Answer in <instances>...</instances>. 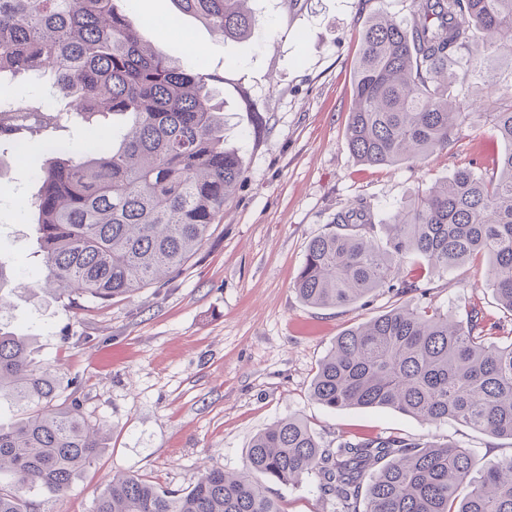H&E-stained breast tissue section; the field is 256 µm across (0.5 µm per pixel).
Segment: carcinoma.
I'll use <instances>...</instances> for the list:
<instances>
[{
    "label": "carcinoma",
    "mask_w": 512,
    "mask_h": 512,
    "mask_svg": "<svg viewBox=\"0 0 512 512\" xmlns=\"http://www.w3.org/2000/svg\"><path fill=\"white\" fill-rule=\"evenodd\" d=\"M250 0H174L212 33L243 44L256 34ZM512 63V0H412L407 23L384 14L366 26L347 126L364 164L395 165L443 151L474 116L453 93L459 72L489 80ZM50 74L51 96L0 110V141L57 128L70 112L121 113L131 128L98 131L77 152L33 163L36 218L46 285L80 306L129 297L178 277L224 217L243 177L224 147V77L188 69L153 46L131 0H0V83ZM505 144L493 168L471 162L400 204L385 243L364 206L336 216L337 230L307 246L295 292L314 307L354 304L398 280L409 256L446 272L482 256L487 285L512 313V97L489 104ZM472 308L461 320L408 300L344 330L321 360L311 396L336 411L391 408L425 424L451 420L512 439V342ZM35 337L0 323V401L20 417L0 426V512H31L32 492L58 496L102 451L103 428L77 399L58 403L59 381L34 364ZM317 480L340 512H512V454L477 465L465 448L424 438L344 439L324 448L290 416L256 435L239 474L207 468L173 495L135 475L112 477L93 512H281L266 483Z\"/></svg>",
    "instance_id": "obj_1"
}]
</instances>
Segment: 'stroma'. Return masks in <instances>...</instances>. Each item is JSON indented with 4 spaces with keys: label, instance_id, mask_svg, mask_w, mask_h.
Listing matches in <instances>:
<instances>
[{
    "label": "stroma",
    "instance_id": "stroma-1",
    "mask_svg": "<svg viewBox=\"0 0 512 512\" xmlns=\"http://www.w3.org/2000/svg\"><path fill=\"white\" fill-rule=\"evenodd\" d=\"M136 16H177L159 46L185 66L223 75L224 146L237 150L243 179L224 217L184 271L106 306L69 307L35 286L44 270L32 215L33 173L0 145V257L27 270L31 287L5 291L0 320L35 336V360L77 397L106 431L99 458L57 497L35 495V512H93L114 474L141 476L182 493L204 468L245 471L255 435L296 416L321 445L395 434L450 441L478 461L512 454V440L455 422L428 426L390 409L329 410L310 396L317 367L336 337L400 304L377 292L344 307L316 308L293 290L308 243L335 229L337 213L362 202L387 223L401 202L477 161L504 151L476 114L443 151L418 163L367 166L350 152L346 129L353 73L368 19L410 16L411 0H253L259 35L250 45L220 39L173 0H133ZM486 260L419 277L416 303L465 317L480 308L512 340V315L486 286ZM284 512H334L313 478L272 485Z\"/></svg>",
    "mask_w": 512,
    "mask_h": 512
}]
</instances>
